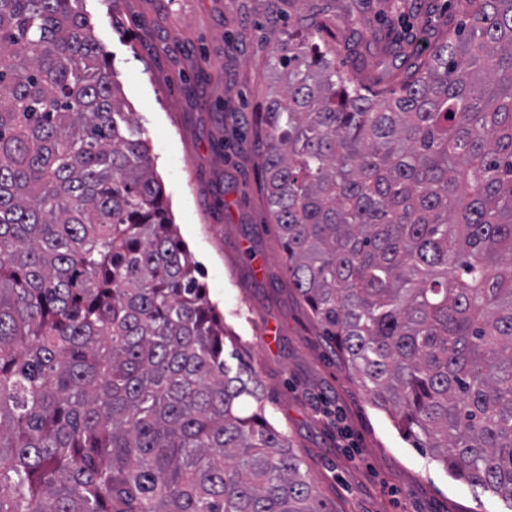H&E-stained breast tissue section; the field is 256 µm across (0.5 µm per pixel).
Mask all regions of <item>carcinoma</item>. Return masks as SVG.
<instances>
[{
	"mask_svg": "<svg viewBox=\"0 0 512 512\" xmlns=\"http://www.w3.org/2000/svg\"><path fill=\"white\" fill-rule=\"evenodd\" d=\"M0 0V512H334L266 417L90 18ZM389 86L277 54L269 210L369 403L512 506V0Z\"/></svg>",
	"mask_w": 512,
	"mask_h": 512,
	"instance_id": "1",
	"label": "carcinoma"
}]
</instances>
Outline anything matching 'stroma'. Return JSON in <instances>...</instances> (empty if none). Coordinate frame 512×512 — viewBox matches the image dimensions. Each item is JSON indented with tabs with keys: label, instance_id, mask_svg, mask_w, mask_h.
<instances>
[{
	"label": "stroma",
	"instance_id": "1",
	"mask_svg": "<svg viewBox=\"0 0 512 512\" xmlns=\"http://www.w3.org/2000/svg\"><path fill=\"white\" fill-rule=\"evenodd\" d=\"M457 0H82L147 141L173 224L224 319L226 361L257 371L269 421L337 512H512L404 441L334 354L293 287L266 201L259 122L278 44L320 19L337 63L381 78L399 45L427 48ZM222 269V287L213 272Z\"/></svg>",
	"mask_w": 512,
	"mask_h": 512
}]
</instances>
